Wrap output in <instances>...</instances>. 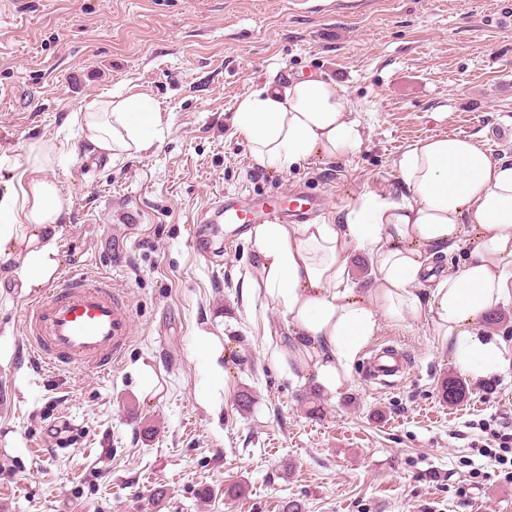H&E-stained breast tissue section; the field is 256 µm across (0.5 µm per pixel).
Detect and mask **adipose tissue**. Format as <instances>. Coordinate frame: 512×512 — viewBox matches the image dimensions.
I'll list each match as a JSON object with an SVG mask.
<instances>
[{
    "label": "adipose tissue",
    "mask_w": 512,
    "mask_h": 512,
    "mask_svg": "<svg viewBox=\"0 0 512 512\" xmlns=\"http://www.w3.org/2000/svg\"><path fill=\"white\" fill-rule=\"evenodd\" d=\"M70 120L93 152L110 159L152 149L168 117L133 90L101 95ZM236 131L255 166L284 171L312 155L359 151L361 123L335 82L307 76L270 83L237 103ZM55 149L28 144L23 160L0 154V265L17 264L23 288H42L60 262L57 227L72 200L49 179ZM407 196L368 192L342 223L254 224L243 288L280 313L286 327L275 356L292 360L326 394L340 393L351 365L381 321L426 316L463 372L483 377L507 367V345L483 329L512 302V159H494L474 140L434 136L398 162ZM464 252L460 266L434 274L433 259ZM367 253L375 288L349 283L354 253Z\"/></svg>",
    "instance_id": "obj_1"
}]
</instances>
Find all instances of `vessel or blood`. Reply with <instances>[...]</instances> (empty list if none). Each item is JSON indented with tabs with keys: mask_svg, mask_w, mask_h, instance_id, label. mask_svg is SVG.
Listing matches in <instances>:
<instances>
[{
	"mask_svg": "<svg viewBox=\"0 0 512 512\" xmlns=\"http://www.w3.org/2000/svg\"><path fill=\"white\" fill-rule=\"evenodd\" d=\"M315 204L295 194L258 198L242 204L225 199L201 216L204 224H284L303 217ZM26 346L31 367L46 370L84 369L107 375L125 356L131 313L123 292L110 278L64 274L45 296L32 303L25 316ZM400 355L376 354L369 361L373 378L401 372Z\"/></svg>",
	"mask_w": 512,
	"mask_h": 512,
	"instance_id": "b4317fda",
	"label": "vessel or blood"
}]
</instances>
